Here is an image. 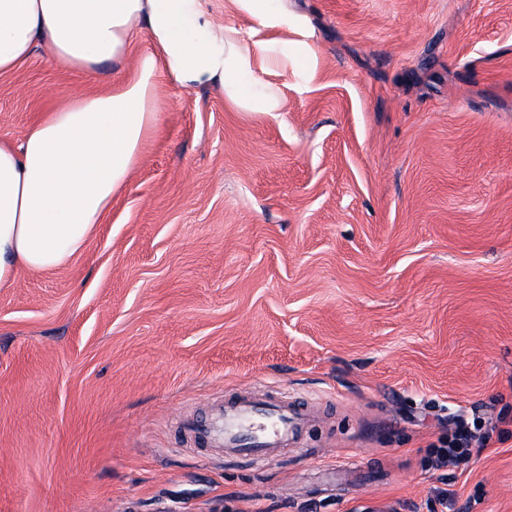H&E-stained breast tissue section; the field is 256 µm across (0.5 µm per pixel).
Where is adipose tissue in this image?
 <instances>
[{"instance_id": "1", "label": "adipose tissue", "mask_w": 512, "mask_h": 512, "mask_svg": "<svg viewBox=\"0 0 512 512\" xmlns=\"http://www.w3.org/2000/svg\"><path fill=\"white\" fill-rule=\"evenodd\" d=\"M143 36L148 48L131 53ZM38 46L74 70L112 62L128 76L49 113L20 144L0 143V286L85 249L158 124L160 76L185 90L209 85L245 112L282 108L261 74L283 57L236 26L215 33L198 0H0V75Z\"/></svg>"}]
</instances>
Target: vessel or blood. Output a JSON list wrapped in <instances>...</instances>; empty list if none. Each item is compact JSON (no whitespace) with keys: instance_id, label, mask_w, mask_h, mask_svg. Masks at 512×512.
I'll return each instance as SVG.
<instances>
[{"instance_id":"1","label":"vessel or blood","mask_w":512,"mask_h":512,"mask_svg":"<svg viewBox=\"0 0 512 512\" xmlns=\"http://www.w3.org/2000/svg\"><path fill=\"white\" fill-rule=\"evenodd\" d=\"M308 422V413L288 402L242 395L224 402L206 422L186 420L182 428L197 445L258 463L294 445Z\"/></svg>"}]
</instances>
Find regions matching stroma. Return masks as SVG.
<instances>
[{
    "label": "stroma",
    "mask_w": 512,
    "mask_h": 512,
    "mask_svg": "<svg viewBox=\"0 0 512 512\" xmlns=\"http://www.w3.org/2000/svg\"><path fill=\"white\" fill-rule=\"evenodd\" d=\"M283 108L158 81L164 110L85 250L0 287V512H512V437L426 462L449 418L512 420V0H288ZM85 75L0 77L20 142ZM251 391L309 427L256 464L177 416Z\"/></svg>",
    "instance_id": "stroma-1"
}]
</instances>
